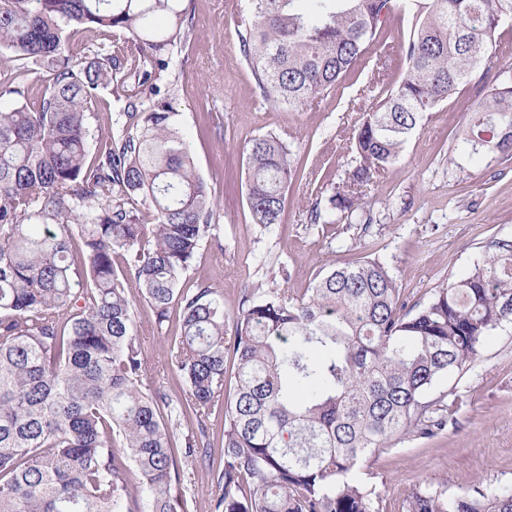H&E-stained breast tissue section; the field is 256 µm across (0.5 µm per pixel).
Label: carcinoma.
<instances>
[{"label": "carcinoma", "mask_w": 512, "mask_h": 512, "mask_svg": "<svg viewBox=\"0 0 512 512\" xmlns=\"http://www.w3.org/2000/svg\"><path fill=\"white\" fill-rule=\"evenodd\" d=\"M249 0L241 51L273 108L327 97L380 38L392 0ZM406 71L355 135L348 184L310 221L364 209L359 189L397 163L424 114L468 84L512 24V0H408ZM117 28L166 72L190 40L182 0H0V512H187L171 496L180 462L216 467L210 512H377L353 477L406 434L432 436L452 406L427 399L492 333L512 326V239L406 309L379 261L329 270L294 297L254 288L237 315L210 285L180 286L218 225L175 113L142 109L117 74L139 58L101 43L74 60L71 37ZM44 84L28 102V81ZM125 100L119 132L93 143L100 90ZM512 67L464 133L469 155L512 153ZM253 223H281L297 158L275 135L245 147ZM153 213L143 223L139 206ZM124 257V267L114 256ZM161 326L178 310L171 362L188 386L146 388L134 298ZM224 414L220 459L207 421ZM197 429L176 437L177 428ZM406 512H512V484L453 500L417 492Z\"/></svg>", "instance_id": "obj_1"}]
</instances>
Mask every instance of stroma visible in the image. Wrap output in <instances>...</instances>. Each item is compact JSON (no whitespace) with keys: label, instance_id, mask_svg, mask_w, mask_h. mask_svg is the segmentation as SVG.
Returning <instances> with one entry per match:
<instances>
[{"label":"stroma","instance_id":"obj_1","mask_svg":"<svg viewBox=\"0 0 512 512\" xmlns=\"http://www.w3.org/2000/svg\"><path fill=\"white\" fill-rule=\"evenodd\" d=\"M184 4L192 37L175 69L158 79L160 94L146 102L175 112L219 212L216 236L204 240L183 287L204 283L219 289L225 313L233 316L247 289L300 295L318 274L366 256L389 269L402 300L412 306L467 274L482 260L487 241L512 238V155L489 163L461 152L473 112L499 71L512 66L511 30H500L499 48L482 60L478 79L430 112L399 162L367 187L364 219L313 224V204L327 201L351 175L353 136L364 112L404 73L401 47L411 33V15L393 7L379 42L335 91L310 107L283 111L266 102L240 50L245 0ZM266 134L286 142L299 159L282 221L269 229L252 223L245 193L244 147ZM134 328L153 389L185 397L169 358L180 333L178 318L157 326L140 303ZM436 389L455 398L447 427L431 438H397L357 473L375 490L381 512H401L406 499L425 489L450 500L476 486L512 484V329L496 330L469 367L440 380ZM182 469L175 494L187 499L190 512H209L211 500L222 493L211 471L197 462Z\"/></svg>","mask_w":512,"mask_h":512}]
</instances>
